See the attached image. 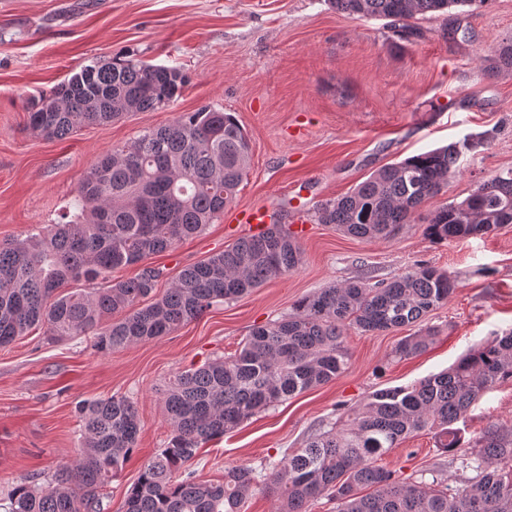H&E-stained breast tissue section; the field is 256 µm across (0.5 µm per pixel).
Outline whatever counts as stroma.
<instances>
[{"mask_svg":"<svg viewBox=\"0 0 512 512\" xmlns=\"http://www.w3.org/2000/svg\"><path fill=\"white\" fill-rule=\"evenodd\" d=\"M406 41L382 20L337 12L329 0H0V243L60 222L89 168L141 130L203 106L233 113L246 129L251 168L236 201L177 249L148 258L164 292L178 273L251 235L239 211L264 205L295 232L299 268L230 302L214 304L170 335L109 354L89 337L49 339L36 327L0 348V498L32 476L50 478L80 446L81 400L123 395L141 425L139 451L112 481L102 512H119L142 463L166 447L172 428L160 386L176 373L228 357L251 330L291 312L304 296L336 283L390 281L426 264L458 286L448 302L394 332H345L343 372L289 398L200 449L198 477L258 467L303 447L380 389L441 372L468 349L512 328V224L484 237L435 242L421 220L392 238L368 241L314 220L380 167L482 136L446 191L422 215L461 201L512 168V69L488 68L512 38V0H486L461 15L419 20ZM128 53L180 69L189 81L173 108L135 112L49 140L28 127L29 98L48 97L93 60ZM434 332L425 351L397 359L399 338ZM512 430V381L496 384L462 425L448 453L432 433L405 439L381 466L401 479L460 484L476 438Z\"/></svg>","mask_w":512,"mask_h":512,"instance_id":"1","label":"stroma"}]
</instances>
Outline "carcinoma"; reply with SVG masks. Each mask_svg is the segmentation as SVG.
I'll return each instance as SVG.
<instances>
[{
	"instance_id": "carcinoma-1",
	"label": "carcinoma",
	"mask_w": 512,
	"mask_h": 512,
	"mask_svg": "<svg viewBox=\"0 0 512 512\" xmlns=\"http://www.w3.org/2000/svg\"><path fill=\"white\" fill-rule=\"evenodd\" d=\"M483 2L331 0L339 12L389 21L407 41L419 36L416 21ZM491 65L512 69L511 38L499 45ZM187 82L179 69L132 54L94 61L52 96L31 103L29 128L63 140L129 112L169 109ZM474 147L465 139L387 164L321 203L315 221L350 236L385 239L447 187L464 152ZM250 155L238 119L208 106L112 148L79 184L73 219L0 245V347L42 326L51 339L92 336L101 352L122 350L166 336L213 304L297 270L302 251L295 234L273 224L183 269L159 298L150 299L160 277L153 267L128 280L111 278L118 268L172 251L220 217L247 178ZM508 224L512 168L462 201L440 205L425 233L435 241L461 240ZM456 287L450 273L432 266L410 268L386 283L334 284L305 296L281 319L253 328L233 356L176 374L162 390L171 439L143 463L122 512H242L257 490L273 498L275 512H308L323 494L336 500L337 512H512V432L485 431L476 442V479L453 489L406 484L377 464L426 430L448 452L462 447L455 424L487 390L512 380V329L445 371L373 393L342 424L265 464L270 474L262 483L248 466L224 469L221 483L190 470L205 444L335 379L347 361L345 329L374 334L409 326L448 302ZM433 339L430 333L404 336L394 355H417ZM78 413L84 432L75 460L59 467L46 486L27 479L17 484L0 501L3 512H97L101 491L137 451L140 421L134 403L117 395L85 400Z\"/></svg>"
}]
</instances>
